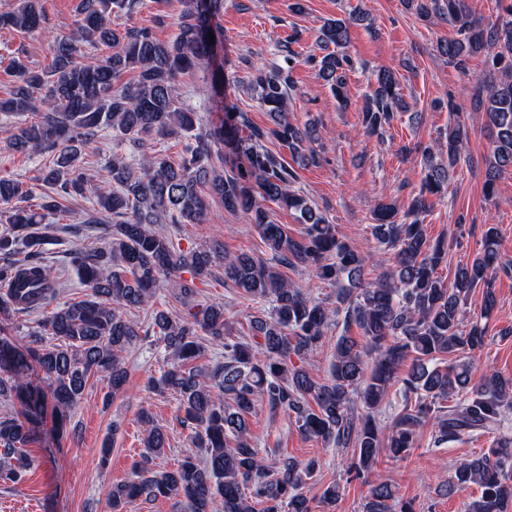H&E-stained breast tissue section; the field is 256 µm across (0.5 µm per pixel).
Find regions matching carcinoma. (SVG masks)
<instances>
[{
  "label": "carcinoma",
  "mask_w": 512,
  "mask_h": 512,
  "mask_svg": "<svg viewBox=\"0 0 512 512\" xmlns=\"http://www.w3.org/2000/svg\"><path fill=\"white\" fill-rule=\"evenodd\" d=\"M422 18L434 17L453 28L456 37L442 45L448 62L466 69L467 60L493 53L492 67L506 81H489L472 97V107L485 112L494 145L484 183L486 197L494 195L499 173L512 167V0L493 24L483 25L468 12L465 0H407ZM135 0H80L77 30L54 35L52 63L46 70L30 68L20 57L0 56L12 82L0 98V112L23 115L25 121L10 134L15 152L46 154L49 161L40 181L45 187L37 207L22 206L28 195L22 182L0 175V203L11 205L0 235V282L22 284V295L7 293L0 312L37 310L56 294L57 283L40 262L47 239L37 231L60 208L59 199L81 198L98 215L87 220L102 224L100 215L116 216L112 246L89 251L76 244L70 263L89 288L86 297L66 303L46 317L42 331L23 344L0 327V400L23 399L25 410L0 417V455L17 458V465L0 468V483L24 480L28 462L22 448L35 436L41 406L51 400L58 429L71 426V411L81 400L90 376L107 374L112 392L127 380L122 353L141 334L127 316L149 305L163 281L173 282L176 297L189 304L197 295L196 282L224 266V279L254 299L272 305L267 315L253 320L255 334L229 339L224 332L222 303L177 315L152 313L154 333L164 342L170 361L157 382L159 390L180 395L181 422L191 428L203 456L187 455L170 470L154 460L166 448L164 432L142 413L144 450L134 477L112 488V512H125L134 501L179 497L189 512H314L303 488L316 472L313 460L282 457L268 464L249 438L246 416L260 395L273 407L294 414L299 430L326 443L352 449L348 477L369 484L365 512H394L395 492L380 478L369 480L381 446L395 458L414 447L416 428L436 420L433 444L460 436L496 432L492 448L460 461L448 478V494L480 489L465 503V512H509L512 507V434L505 431L512 413V380L496 372L471 385L472 355L485 343L487 322L495 304L493 282L511 273L502 260L498 231L489 227L482 249L471 263L456 267L453 279L437 276L448 261V241L428 239L420 216L427 198L448 189L450 172L461 161L468 139L465 124L448 128L447 163L426 154L418 193L404 212L394 203L374 210L377 242L395 250L394 267L375 282L364 279L365 259L351 249L330 223L301 194L291 189L294 172L265 145L274 139L302 164H315L316 131L300 127L288 117V73L295 53L282 45L284 65L257 68L249 85L271 117L273 127L253 129L242 112H226L203 132H197L199 112L184 103L178 78L196 68L213 67L209 89L224 94L221 65L224 45L218 23L224 0H183L171 43L157 41L146 27H114L112 17L131 13ZM39 0H19L0 13V29L31 32L47 28ZM215 35L210 43L208 33ZM349 27L330 20L321 30L324 55L309 64L336 96H341L351 60L340 48L348 42ZM109 52L95 56L87 48ZM402 103L398 80L387 69L377 72L375 88L362 112V125L377 132L394 119L393 105ZM110 132L132 143L139 156L112 155L106 180L112 189L101 191L82 165V158ZM185 136L179 163L148 154V140ZM242 212L258 225L270 253L266 259L224 253L215 246L184 250L162 225L200 224L207 218L209 200ZM292 211L304 224L295 238L282 224L266 221L259 200ZM27 249L18 259V246ZM299 266L323 283L341 288L340 306L330 310L288 281L281 268ZM189 278H184V275ZM484 289L479 314L464 324L463 307L472 289ZM344 313L356 324L375 353L349 336L336 341L330 378L317 381L305 367L308 355L322 342L331 315ZM55 343L48 344L45 337ZM224 348V360L211 366L195 361L205 353L202 337ZM410 362L405 376L399 370ZM45 375V388L31 391L25 377L32 367ZM402 383L404 395L414 399L390 427L376 412L390 388ZM400 512H412L404 505Z\"/></svg>",
  "instance_id": "carcinoma-1"
}]
</instances>
